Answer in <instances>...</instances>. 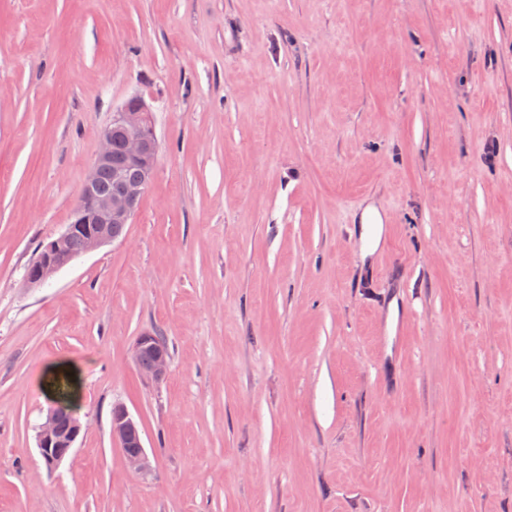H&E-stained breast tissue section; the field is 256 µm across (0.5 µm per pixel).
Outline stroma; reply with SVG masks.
Returning a JSON list of instances; mask_svg holds the SVG:
<instances>
[{"mask_svg":"<svg viewBox=\"0 0 512 512\" xmlns=\"http://www.w3.org/2000/svg\"><path fill=\"white\" fill-rule=\"evenodd\" d=\"M134 96L132 224L29 286ZM0 512H512V0H0ZM147 348L156 350V356L153 350L148 349L143 351ZM135 359L140 373L145 378L152 381L159 382L163 380L168 372L169 358L157 343L155 336H151L150 334H145L139 337L135 348ZM139 359L141 365L139 364ZM149 365L151 366L148 368L144 367ZM64 418L70 422L72 433L67 442L60 443L58 441L59 421ZM81 431L82 425L72 407L56 405L55 409L47 413L37 434L39 455L47 470L56 469L71 454ZM112 435L120 441L126 463L131 468L143 471L149 467V460L143 445L140 429L124 408H117L112 413ZM133 437L136 439V442L130 445L129 442ZM131 446L135 449L128 451L127 448Z\"/></svg>","mask_w":512,"mask_h":512,"instance_id":"35a3bbf8","label":"stroma"}]
</instances>
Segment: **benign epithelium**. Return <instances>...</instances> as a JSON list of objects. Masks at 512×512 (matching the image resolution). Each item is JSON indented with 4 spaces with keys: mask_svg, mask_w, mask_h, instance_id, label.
Segmentation results:
<instances>
[{
    "mask_svg": "<svg viewBox=\"0 0 512 512\" xmlns=\"http://www.w3.org/2000/svg\"><path fill=\"white\" fill-rule=\"evenodd\" d=\"M114 132L122 134L127 157L143 165L144 175L137 182H126L121 170L114 168L115 181L121 184V190L114 195H105L97 191V178L101 167L112 163ZM157 151L158 142L150 110L141 99L133 98L112 114V122L103 133L101 147L87 171L82 194L72 212L73 223L50 243L38 258V263L49 266V273L54 274L73 260V257L61 253V246L75 224L91 222L101 225L102 231L88 239L85 247L87 253L114 241V237L105 228L110 224L132 223L139 202L154 176ZM147 348L156 350L153 364L148 368L140 365L138 369L145 378L159 382L168 372L169 358L156 338L145 334L136 343L135 359H140L141 353ZM64 418L70 422L72 433L67 442L61 443L58 441L59 421ZM81 431L80 420L71 407L58 405L47 413L37 434L39 455L46 469H56L71 454ZM112 435L120 441L126 463L131 468L143 471L149 467L140 429L123 408L112 413Z\"/></svg>",
    "mask_w": 512,
    "mask_h": 512,
    "instance_id": "1",
    "label": "benign epithelium"
}]
</instances>
